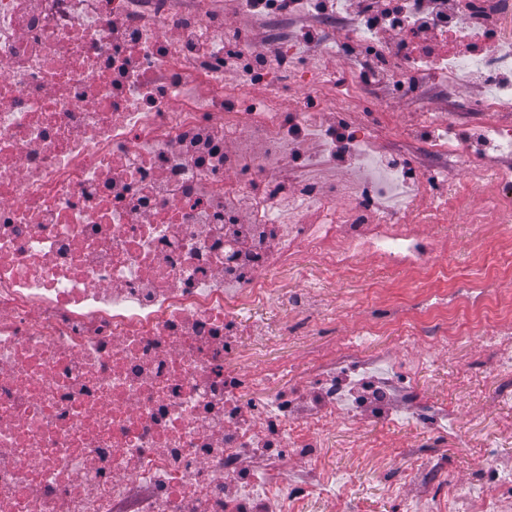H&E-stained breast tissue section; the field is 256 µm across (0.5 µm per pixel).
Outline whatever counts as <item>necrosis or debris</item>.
Listing matches in <instances>:
<instances>
[{
    "instance_id": "necrosis-or-debris-1",
    "label": "necrosis or debris",
    "mask_w": 512,
    "mask_h": 512,
    "mask_svg": "<svg viewBox=\"0 0 512 512\" xmlns=\"http://www.w3.org/2000/svg\"><path fill=\"white\" fill-rule=\"evenodd\" d=\"M265 2L238 0L265 20L243 56L298 57ZM405 2L410 18L390 40L371 38L360 15L322 18L323 50L367 46L324 106L370 95L367 68L392 84L434 75L452 96L475 73L512 70V0H456L441 18ZM488 16L493 56L398 46L436 23L474 39ZM216 23L196 0H0V512L345 507L354 479L322 465L336 426L408 418L425 438L403 453L401 472L419 488L403 512H512V459L488 448L477 480L450 479L437 451L456 438L454 417L417 382L455 350L453 309L488 351L482 373L457 385L478 400L490 375L512 392V327L490 325L485 289L415 281L405 302L378 306L305 365H253L254 344L318 335L336 314L309 284L306 258L332 275L371 258L447 278L449 194L474 238L512 255V79L488 84L468 117L425 118L420 145L448 175L436 195L371 135L337 141L307 99L276 111L283 82L259 99L225 91L207 62L224 53ZM342 154L343 179L310 181ZM462 172L481 183L482 207L469 208ZM283 271L303 287H285ZM392 326L404 355L370 354ZM273 381L279 390L264 393Z\"/></svg>"
}]
</instances>
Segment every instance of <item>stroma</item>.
<instances>
[{
    "label": "stroma",
    "mask_w": 512,
    "mask_h": 512,
    "mask_svg": "<svg viewBox=\"0 0 512 512\" xmlns=\"http://www.w3.org/2000/svg\"><path fill=\"white\" fill-rule=\"evenodd\" d=\"M448 109L445 92H404L389 87L374 98L362 99L359 107L324 108L323 119L333 124L345 122L349 127L362 126L366 119H373L374 143L380 150L404 154L416 173H425L429 167L426 156L417 151L414 139L421 132L424 113H440ZM468 218L459 213L450 232L446 262L456 271L448 282V291L469 286L489 289L494 294H512V260L501 254L496 240L482 242L471 240L464 230ZM409 280L405 272L364 262L356 273H340L333 278L319 279L327 299L336 304V330L347 332L356 327L363 316L377 303V289H384L387 298L402 301ZM483 339L479 336L462 337L452 361L425 370L419 383L428 395L454 411L459 426L469 437V445L457 447L449 443L442 451L452 478L471 480L477 474L483 444L491 438L489 424L499 417L512 416V398L502 395L497 381L486 380L485 396L478 401L467 398L465 393L450 385V378L465 369L477 366L482 353ZM368 439L377 441V448L365 450L350 447V432L337 427L331 438L326 457L329 467L353 475L359 485L358 500L353 512H401L406 497L416 492L414 483L402 480L400 497L386 500L381 496V483L389 475L390 465L396 454L418 442L423 432L413 420L390 427L373 425L367 428Z\"/></svg>",
    "instance_id": "stroma-1"
}]
</instances>
